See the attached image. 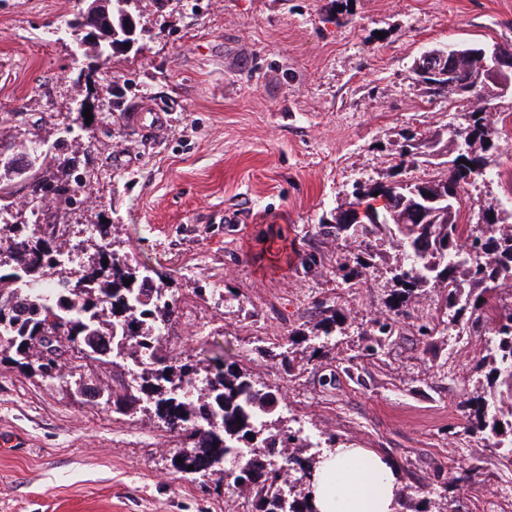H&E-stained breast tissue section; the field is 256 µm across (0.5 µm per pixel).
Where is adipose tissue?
I'll return each instance as SVG.
<instances>
[{
  "mask_svg": "<svg viewBox=\"0 0 512 512\" xmlns=\"http://www.w3.org/2000/svg\"><path fill=\"white\" fill-rule=\"evenodd\" d=\"M321 469L336 488L318 496L320 512H393L396 476L367 449H335L325 456Z\"/></svg>",
  "mask_w": 512,
  "mask_h": 512,
  "instance_id": "obj_1",
  "label": "adipose tissue"
}]
</instances>
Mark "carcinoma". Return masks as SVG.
I'll return each instance as SVG.
<instances>
[{"instance_id": "1", "label": "carcinoma", "mask_w": 512, "mask_h": 512, "mask_svg": "<svg viewBox=\"0 0 512 512\" xmlns=\"http://www.w3.org/2000/svg\"><path fill=\"white\" fill-rule=\"evenodd\" d=\"M100 21L91 50L104 64L128 50L137 31L128 21L130 0H100ZM506 51L483 46L464 48L457 74L446 92L469 97L484 95L492 80L487 67ZM497 118L479 107L468 113L467 124L454 131L466 144L452 160L448 173L436 179L389 185H361L353 203L364 207L362 224H323L325 235H342L364 248L365 258L337 271L348 287L363 281L370 252L387 242L403 261L392 268L394 316L372 321L363 333V354L374 357L392 338L397 317L409 314L417 291L437 288L451 319L421 322L419 336L429 340L439 329H472L481 333L493 305L490 292L512 286V210L498 212L490 224H461L459 216L466 186L490 171L486 152L493 148ZM401 145V162L418 165L426 139L408 137ZM67 139L60 137L40 154L28 174L0 166V216L11 214L14 202L25 197L50 198L68 210L86 203L83 178L64 157ZM0 236V312L8 321L0 332L11 337L0 345V364H14L42 375L47 348L37 329L50 322L64 336H77L94 360L112 374L115 386L105 395L116 397L113 407L127 415L155 416L179 426L183 442L172 466L184 472L213 457L233 460L235 467L214 475L253 496V512H319L315 485L323 461L320 453H303L306 445L278 414L276 393L235 362L177 356L163 351V331L178 314L177 299L161 274L146 264L132 265L114 249L112 224L96 225V235L71 243L69 225L5 224ZM133 279L130 285L124 280ZM84 283L75 296L72 281ZM481 363L488 376L506 386L512 418V309L503 310L493 337L486 341ZM467 429L489 431L493 447L506 448L502 458L512 465V437L497 430L498 414L480 404L461 403ZM249 448L242 460L235 449ZM183 463H178L177 458Z\"/></svg>"}]
</instances>
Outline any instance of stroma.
Here are the masks:
<instances>
[{"label":"stroma","instance_id":"1","mask_svg":"<svg viewBox=\"0 0 512 512\" xmlns=\"http://www.w3.org/2000/svg\"><path fill=\"white\" fill-rule=\"evenodd\" d=\"M82 0H0V151L50 145L80 104L99 117L75 160L93 202L69 213L34 203L43 220L115 226L131 263L170 274L179 314L173 354L223 353L278 390L290 427L390 461L410 512H512V466L490 436L464 428L460 393L488 399L475 368L484 339L447 330L433 347L402 322L377 357L362 335L391 312L390 245L350 289L336 272L356 246L323 235L360 184L435 178L401 164L406 136L453 132L471 99L430 95L415 73L444 45L512 47V0H140L142 39L106 66L77 51L68 24ZM502 122L496 175L468 186L460 212L479 224L512 195V93L484 98ZM317 254V269L303 261ZM228 289L201 298L197 287ZM342 317L325 358L311 359L320 305ZM293 346L296 363L258 348ZM459 431L449 434L448 424ZM0 512H251L247 493L177 472V432L122 415L0 365ZM468 490L452 480L472 466Z\"/></svg>","mask_w":512,"mask_h":512}]
</instances>
